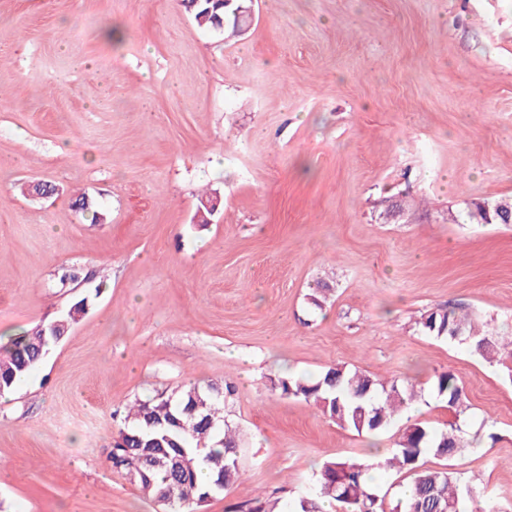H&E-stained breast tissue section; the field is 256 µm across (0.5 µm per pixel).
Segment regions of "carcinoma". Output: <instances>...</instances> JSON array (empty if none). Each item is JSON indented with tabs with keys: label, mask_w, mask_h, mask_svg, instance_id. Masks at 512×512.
<instances>
[{
	"label": "carcinoma",
	"mask_w": 512,
	"mask_h": 512,
	"mask_svg": "<svg viewBox=\"0 0 512 512\" xmlns=\"http://www.w3.org/2000/svg\"><path fill=\"white\" fill-rule=\"evenodd\" d=\"M201 28L224 35L238 34L236 27L223 24L224 7L213 0H182ZM471 224H503L512 217V198H493L467 208ZM416 325L434 338L450 344H464L488 363L504 355L512 358V337L498 336L489 324L460 305H448L421 314ZM55 322L38 324L17 334L9 346L0 348V395L14 391L44 360L55 345ZM283 397L303 400L317 407L340 426L359 434L390 428L402 412L419 397L416 385L394 380L384 382L357 369L335 365L316 377L294 373L271 380ZM437 397L450 411L463 406L464 386L444 371L431 378ZM235 387L195 382L171 392L158 391L128 406L123 425L112 444V468L125 474L147 497L161 503L162 512H197V507L237 482L242 471L235 433L224 420L226 398ZM476 440L463 435L455 424L435 429L423 422L407 425L391 457L385 462L335 459L323 463L317 491L288 501L255 497L233 506L231 512H322L321 502L329 499L340 512H386L384 498L371 485L368 474L374 468L398 466L412 473L410 493L399 512H498L490 499L476 495L472 485L462 482L448 468L425 466L433 455L445 462ZM206 469L209 481L202 485L197 472ZM175 487V496L161 502L162 491Z\"/></svg>",
	"instance_id": "1"
}]
</instances>
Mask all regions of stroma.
I'll return each mask as SVG.
<instances>
[{
    "mask_svg": "<svg viewBox=\"0 0 512 512\" xmlns=\"http://www.w3.org/2000/svg\"><path fill=\"white\" fill-rule=\"evenodd\" d=\"M500 197L512 0H255L234 39L179 0H0V339L86 304L0 403V512H158L108 452L127 404L194 380L235 385L243 472L199 512L298 495L399 438L271 387L332 364L421 387L401 422L436 428L454 373L499 440L451 469L512 512V374L416 326L454 303L512 331V224L462 219ZM431 385L437 397L446 403L448 411H457L463 406L464 386L454 374L447 371L435 374Z\"/></svg>",
    "mask_w": 512,
    "mask_h": 512,
    "instance_id": "stroma-1",
    "label": "stroma"
}]
</instances>
